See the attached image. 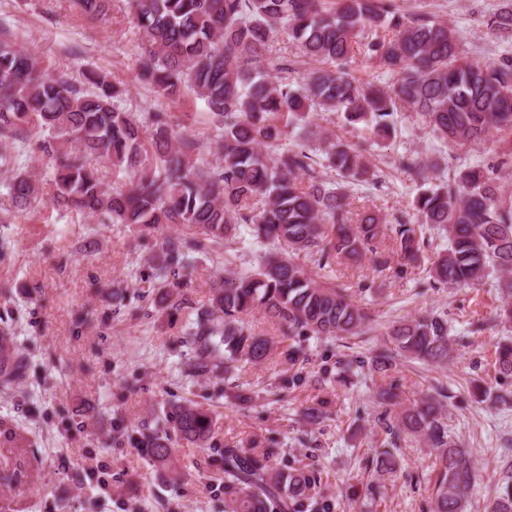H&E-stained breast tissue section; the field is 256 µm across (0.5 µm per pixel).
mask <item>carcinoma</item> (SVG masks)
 <instances>
[{
    "label": "carcinoma",
    "instance_id": "1",
    "mask_svg": "<svg viewBox=\"0 0 512 512\" xmlns=\"http://www.w3.org/2000/svg\"><path fill=\"white\" fill-rule=\"evenodd\" d=\"M140 32L139 78L161 96L176 100L188 88L206 106L220 130L214 144L220 163L199 159L202 144L180 135L164 112L145 129L114 101L123 90L90 70L92 90L62 74L43 73L36 58L0 27V167L12 172L9 205L31 209L43 188L22 162L39 155L53 163L52 205L93 215L111 224L157 229L183 226L189 238H170L154 265L161 288H176L171 267H188L205 243H221L246 226L253 241L270 248L252 269L224 261V285L214 289L215 311L188 317L182 335L199 346L200 358L229 375L265 362L274 341L251 332L244 316L258 310L293 336L343 338L366 334L370 318L347 289L327 286L300 262L322 270L332 257L373 255L381 291L388 279L424 268L431 286L457 288L496 276L495 287L512 293V197L482 165L456 170L438 184L422 180L410 207L396 219V267L375 243L386 219L372 209L351 217L348 185L369 184L376 174L361 150L308 128L305 115L320 108L362 123L370 139L394 132L395 115L418 113L434 134L455 145L485 139L490 131L512 133V60L467 59L441 20L403 12L397 0H132ZM88 19L108 15L110 0H73ZM497 34L512 36V0L487 19ZM288 30L300 48L296 62L269 55L274 34ZM372 34L362 42L360 37ZM389 80L371 83L352 74L354 47ZM320 66L298 73L296 64ZM278 75L269 78L270 72ZM296 74L290 79L288 75ZM291 147L279 142L288 135ZM323 137L315 156L302 141ZM128 178L104 185L92 161ZM336 173L331 181L318 168ZM439 229L447 247L426 265L425 230ZM448 319L440 314L405 318L391 325L387 340L371 357L382 377L398 357L440 363L448 358ZM497 371L512 375V345L497 350ZM28 363L18 354L16 370L0 369V383H23ZM210 414L195 405L176 409V436L200 447L210 438ZM387 442L401 433L423 437L436 449L433 512H463L476 484L467 454L448 434L441 399L430 395L386 425ZM170 434L157 429L139 440L156 467L171 479ZM272 448L224 446L214 461L224 472V512H329L316 490V477L302 468L274 464Z\"/></svg>",
    "mask_w": 512,
    "mask_h": 512
}]
</instances>
